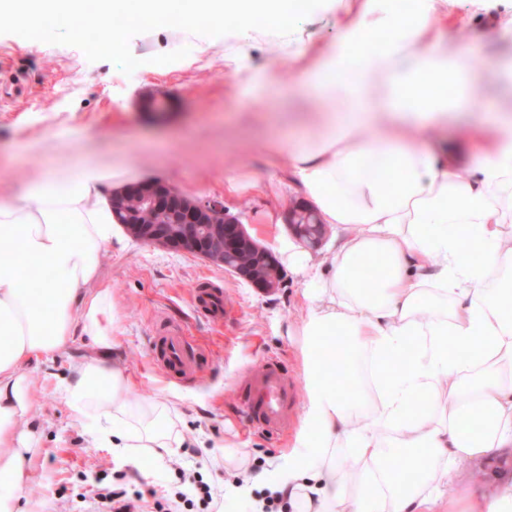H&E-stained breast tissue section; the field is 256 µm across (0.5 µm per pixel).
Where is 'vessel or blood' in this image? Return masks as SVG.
I'll return each mask as SVG.
<instances>
[{
	"instance_id": "1",
	"label": "vessel or blood",
	"mask_w": 512,
	"mask_h": 512,
	"mask_svg": "<svg viewBox=\"0 0 512 512\" xmlns=\"http://www.w3.org/2000/svg\"><path fill=\"white\" fill-rule=\"evenodd\" d=\"M187 345L188 337L183 329L170 330L153 339L154 359L169 374L189 376L196 368V361ZM238 390L254 426L271 434L287 431L295 414L296 388L278 360L267 359L262 368L244 372Z\"/></svg>"
}]
</instances>
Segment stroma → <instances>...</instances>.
<instances>
[{
  "mask_svg": "<svg viewBox=\"0 0 512 512\" xmlns=\"http://www.w3.org/2000/svg\"><path fill=\"white\" fill-rule=\"evenodd\" d=\"M450 12L478 19L459 41L471 51L474 65L505 52L494 34L512 14V0H464ZM116 29L134 45L132 58L102 54L99 45L110 34L87 19L43 32L0 23V191L19 193L46 164V156L31 152L29 142L65 130L69 136L62 148L70 158L88 153L127 158L188 196L222 201L229 214L275 247L287 230L268 223L267 215L285 214L301 195L286 167L270 166L266 145L296 113L321 108L312 96L297 94L293 60L266 37L252 51V66L280 69L278 84H239L224 73L232 26L182 30L129 19ZM156 99L167 102L165 119H156L150 108ZM232 171L261 178V188L225 194L224 175ZM101 282L110 288L118 312L115 346L100 348L79 337L54 357L26 367L37 391L31 428L41 447L38 477L29 487L32 503L38 512H80L82 496L92 486L118 482L129 490H156L170 500L184 480L199 477L218 489L247 486L245 497L225 507L252 512L270 494L255 477L284 460L288 438L248 425L237 380L274 356L289 379L302 384L295 337L301 278L286 273L279 292L264 295L223 267L128 237L105 251ZM201 284L222 288L228 316L211 317L194 304ZM167 326L191 336L198 365L194 375L173 378L154 362L151 340ZM90 356L121 362L134 393L178 402L174 427L183 447L135 465L118 460L114 449L93 447L87 429L72 422L61 398L72 365Z\"/></svg>",
  "mask_w": 512,
  "mask_h": 512,
  "instance_id": "obj_1",
  "label": "stroma"
}]
</instances>
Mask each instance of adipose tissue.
<instances>
[{
  "mask_svg": "<svg viewBox=\"0 0 512 512\" xmlns=\"http://www.w3.org/2000/svg\"><path fill=\"white\" fill-rule=\"evenodd\" d=\"M94 20L159 17L177 9L232 19V76L252 80L257 35L273 34L321 112L269 141L270 163L294 175L321 220L344 232L315 259L280 239L282 265L302 274L298 348L304 419L272 490L295 512H512V479L482 481L485 463L512 451V109L475 131L479 149L460 170L438 138L467 108L482 74L512 89V59L477 73L451 26L435 27L444 0H416L402 20L385 0H327L336 33L304 40L297 19L311 0H96ZM21 24L53 12L82 17L87 0H0ZM372 130L360 141L358 129ZM47 155L20 197L0 196V512H32L27 487L38 440L21 429L34 412L24 373L76 337L111 346L118 317L99 287L101 257L118 236L110 194L135 182L131 163ZM374 390L356 423L347 388ZM61 395L96 447L138 463L172 447V430L141 425L176 403L133 399L119 362L76 364ZM350 449L359 465L337 464ZM414 480L405 492V477ZM474 488L458 498L460 485Z\"/></svg>",
  "mask_w": 512,
  "mask_h": 512,
  "instance_id": "adipose-tissue-1",
  "label": "adipose tissue"
}]
</instances>
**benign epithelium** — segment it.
Listing matches in <instances>:
<instances>
[{"label": "benign epithelium", "mask_w": 512, "mask_h": 512, "mask_svg": "<svg viewBox=\"0 0 512 512\" xmlns=\"http://www.w3.org/2000/svg\"><path fill=\"white\" fill-rule=\"evenodd\" d=\"M110 203L112 211L124 217V232L146 245L221 265L237 280L265 294L282 287L277 256L247 225L226 212L220 201H199L167 182L149 179L113 192ZM297 212L294 205L288 210L289 233L310 249H319L327 225L316 224L309 232L307 225L297 223Z\"/></svg>", "instance_id": "1"}]
</instances>
